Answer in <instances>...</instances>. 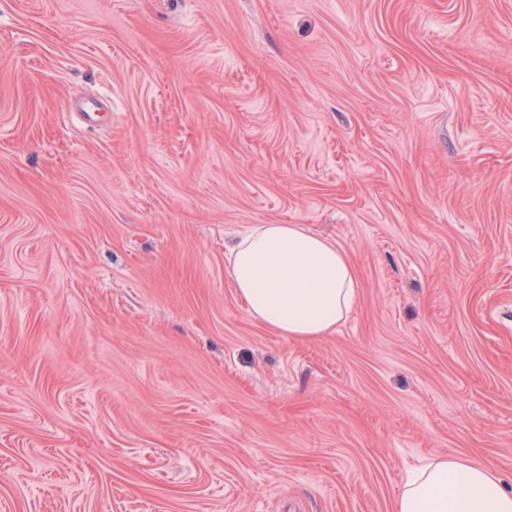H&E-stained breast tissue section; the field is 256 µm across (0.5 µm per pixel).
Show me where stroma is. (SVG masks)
<instances>
[{
  "label": "stroma",
  "instance_id": "obj_1",
  "mask_svg": "<svg viewBox=\"0 0 512 512\" xmlns=\"http://www.w3.org/2000/svg\"><path fill=\"white\" fill-rule=\"evenodd\" d=\"M254 224L346 250L335 334L250 318ZM441 455L512 491V0H0V512H392Z\"/></svg>",
  "mask_w": 512,
  "mask_h": 512
}]
</instances>
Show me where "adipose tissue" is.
Here are the masks:
<instances>
[{"label":"adipose tissue","mask_w":512,"mask_h":512,"mask_svg":"<svg viewBox=\"0 0 512 512\" xmlns=\"http://www.w3.org/2000/svg\"><path fill=\"white\" fill-rule=\"evenodd\" d=\"M228 269L251 318L283 336L334 333L355 298L346 251L302 224L252 225L231 247ZM393 512H512V492L490 467L439 456L408 476Z\"/></svg>","instance_id":"1"}]
</instances>
